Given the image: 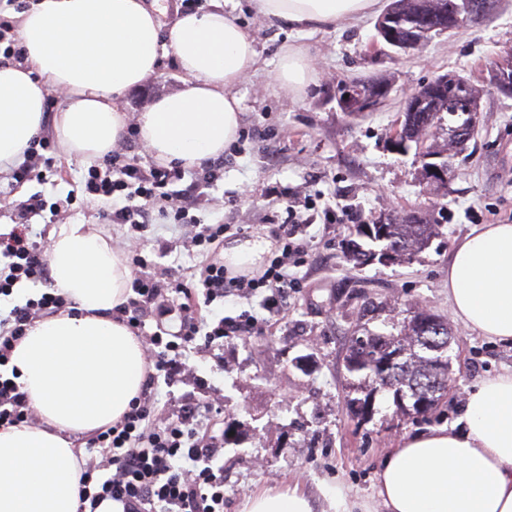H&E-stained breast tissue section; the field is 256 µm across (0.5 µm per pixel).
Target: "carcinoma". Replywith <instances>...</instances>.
Instances as JSON below:
<instances>
[{
	"label": "carcinoma",
	"instance_id": "carcinoma-1",
	"mask_svg": "<svg viewBox=\"0 0 512 512\" xmlns=\"http://www.w3.org/2000/svg\"><path fill=\"white\" fill-rule=\"evenodd\" d=\"M496 8L497 0H391L389 4V9L397 17L394 26L399 37L426 41L431 34L422 33L419 26L420 20L427 16L436 17L442 11L447 14L446 24L437 30L440 34L462 27V20L473 12L483 20ZM389 83L385 76L366 78L359 95L376 97L380 86ZM428 86L429 101L434 107L425 106L415 112L404 113L401 132L416 147L424 146L438 154L444 153L450 159L460 150L459 142L451 137L441 145L428 140L439 115L448 111V87L431 82ZM356 234L384 243V247L392 249L399 257H411L428 246L437 231L436 225L426 217L416 212H404L385 217L382 224H359ZM434 319L435 325L431 328L411 321L396 336L367 334L352 338L345 368L349 375L357 378L355 391L364 393V397L350 400L351 411L362 412L363 406L380 391H391L396 399L426 401L425 416L437 409L448 388V321L438 315ZM397 350L405 352L404 358L388 370H381V361Z\"/></svg>",
	"mask_w": 512,
	"mask_h": 512
}]
</instances>
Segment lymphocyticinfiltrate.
<instances>
[{"label": "lymphocytic infiltrate", "instance_id": "lymphocytic-infiltrate-1", "mask_svg": "<svg viewBox=\"0 0 512 512\" xmlns=\"http://www.w3.org/2000/svg\"><path fill=\"white\" fill-rule=\"evenodd\" d=\"M220 171L219 164L203 163L195 180L175 196L169 186L180 178L177 165L157 163L145 169L115 148L88 168L84 191L105 199L109 223L129 225L135 234L162 219L183 225L189 230V247L204 262L193 276L174 274L164 281L147 273L148 262L140 250L129 249L138 274L131 283V297L116 312L117 319L139 330L147 319L165 314L176 322L177 337L165 338L159 330L149 334V369L140 395L119 421L89 437L88 445L97 452L98 461L88 464L81 475L78 512H97L107 500L120 504L121 512H224V470L218 465L224 438L214 434L208 416L218 397L186 399L163 418L155 402L156 389L162 383L193 378L183 353L196 339L209 345L257 332L256 316L246 312L225 315V304L259 293L265 311L285 316L288 292L298 285L291 270L300 266L308 244L297 238L307 220L295 199L289 198L285 201L287 217L275 231L276 252L269 262L247 274L226 267L219 251L230 225L203 224L192 214L203 189L218 180ZM46 208L39 194L16 204L14 228L0 235V297L11 296L16 284L24 280L48 282L47 245L33 239L30 227L32 217ZM173 293L182 295V303L170 305ZM202 305L208 307L209 318H201L198 308ZM64 308L62 297L45 292L0 315V367L7 365L13 348L36 319ZM34 421L26 393L14 380L0 377V429ZM99 469L109 476L97 484L93 474Z\"/></svg>", "mask_w": 512, "mask_h": 512}]
</instances>
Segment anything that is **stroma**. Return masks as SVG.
I'll list each match as a JSON object with an SVG mask.
<instances>
[{
	"instance_id": "stroma-1",
	"label": "stroma",
	"mask_w": 512,
	"mask_h": 512,
	"mask_svg": "<svg viewBox=\"0 0 512 512\" xmlns=\"http://www.w3.org/2000/svg\"><path fill=\"white\" fill-rule=\"evenodd\" d=\"M225 9L254 37L260 64L255 75L228 89L242 101L246 136L237 153L225 155L222 176L194 211L197 220L245 224L248 237H267L286 217L277 203L284 192L348 220L307 228L309 251L330 261L293 268L298 291L285 318L242 340L189 349L186 362L197 381L159 387L158 407L171 412L182 399L201 395L205 383L219 394L216 428L232 431L224 444V512H242L253 493L285 486L317 505L321 488L336 484L369 503L372 512H383L377 485L387 452L403 439L456 423L475 385L512 371V347L466 327L448 302V258L457 240L480 224L512 222V97L488 79L490 66L512 53V0H500L489 21L405 54L386 45L368 52L376 34L373 15L310 34L270 23L251 0H227ZM291 46L304 49L314 69L298 92L275 81L279 57ZM449 72L479 89L484 120L456 158L446 190L439 191L421 180L415 155L394 153L388 140L407 93ZM384 73L391 78L389 98L364 117H348L338 104V85ZM182 85L172 57H163L156 78L126 93L124 109L136 117ZM49 155L54 167L46 180L16 184L0 174V234L13 228L16 202L35 193L61 202L72 192L69 210L33 218V234L45 237L54 224L85 222L101 225L113 245H124L128 225L105 223L103 201L83 191L86 164L58 146ZM414 209L432 212L439 222L428 248L406 262L358 266L348 260L356 225ZM183 235L174 224L146 231L143 254L156 272L196 264L181 244ZM420 307L448 320L445 398L432 414L413 418L398 413L391 394L383 392L371 416L354 417L345 369L351 338L399 332Z\"/></svg>"
}]
</instances>
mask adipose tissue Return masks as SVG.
<instances>
[{
	"label": "adipose tissue",
	"instance_id": "ef3b65f1",
	"mask_svg": "<svg viewBox=\"0 0 512 512\" xmlns=\"http://www.w3.org/2000/svg\"><path fill=\"white\" fill-rule=\"evenodd\" d=\"M271 22L300 29L349 22L379 0H252ZM157 0H35L20 15L19 62L0 63V170L52 125L64 152L90 161L123 138L121 98L172 55L184 76L136 118L139 137L164 164L198 167L234 143L242 112L226 89L259 67L253 37L214 4L164 27ZM63 102L46 113L49 93ZM48 264L68 311L36 320L9 364L38 416L0 430V512H77L80 464L70 440L113 424L139 396L146 360L112 313L131 271L97 225L59 224ZM448 300L467 327L512 345V224H483L448 261ZM377 495L385 512H512V373L483 380L457 424L403 440L385 458ZM244 512H314L298 489L260 491Z\"/></svg>",
	"mask_w": 512,
	"mask_h": 512
}]
</instances>
